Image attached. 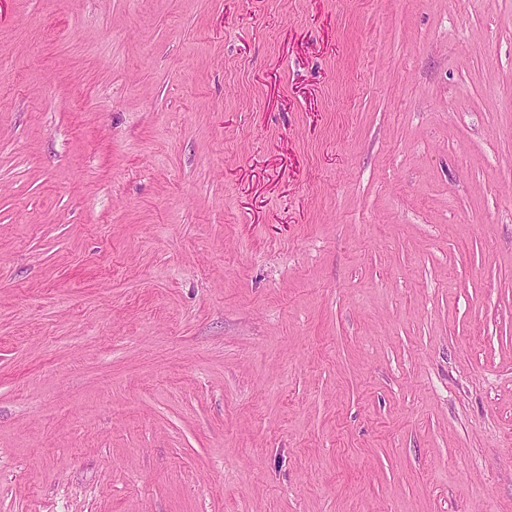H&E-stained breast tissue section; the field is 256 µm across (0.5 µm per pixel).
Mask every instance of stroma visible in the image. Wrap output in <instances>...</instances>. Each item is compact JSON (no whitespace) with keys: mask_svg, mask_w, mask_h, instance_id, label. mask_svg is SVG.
<instances>
[{"mask_svg":"<svg viewBox=\"0 0 512 512\" xmlns=\"http://www.w3.org/2000/svg\"><path fill=\"white\" fill-rule=\"evenodd\" d=\"M0 512H512V0H0Z\"/></svg>","mask_w":512,"mask_h":512,"instance_id":"obj_1","label":"stroma"}]
</instances>
